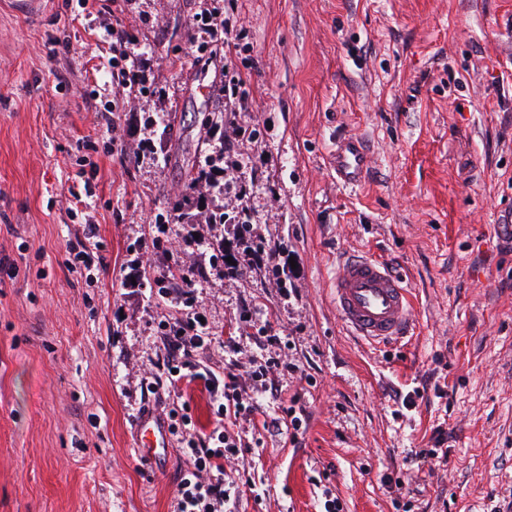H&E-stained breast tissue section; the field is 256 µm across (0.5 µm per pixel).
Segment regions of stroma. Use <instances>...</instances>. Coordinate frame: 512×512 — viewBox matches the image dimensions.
<instances>
[{
    "label": "stroma",
    "instance_id": "1",
    "mask_svg": "<svg viewBox=\"0 0 512 512\" xmlns=\"http://www.w3.org/2000/svg\"><path fill=\"white\" fill-rule=\"evenodd\" d=\"M232 2L224 16L244 38L197 67L185 23L204 0H99L151 59L155 93L134 98L113 89L112 45L77 0H41L35 15L0 0V258L15 262L0 270V512H173L185 458L146 467L132 431L137 412L173 407L147 376L168 355L157 323L178 306L132 280L182 257V225L157 248L155 217L211 152L214 109L226 130L255 129L238 173L253 232L296 267L283 287L247 266L198 286L215 340L199 359L223 375L220 344L235 336L248 362L258 347L235 317L257 311L289 340L282 395L304 412L297 442L268 435L225 463L264 493L232 512H321L326 488L342 512H491L512 500V246L495 232L512 218V0ZM229 61L241 112L202 94L222 89ZM90 90L172 113L168 162L126 149L124 113L105 133ZM349 136L370 151L354 187L331 165ZM84 163L99 169L89 203L104 256L90 280L65 263ZM365 253L413 291L402 340L352 335L336 311V265ZM413 390L415 407L395 401ZM439 426L448 460L433 467L417 452Z\"/></svg>",
    "mask_w": 512,
    "mask_h": 512
}]
</instances>
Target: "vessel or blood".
I'll return each instance as SVG.
<instances>
[{
  "mask_svg": "<svg viewBox=\"0 0 512 512\" xmlns=\"http://www.w3.org/2000/svg\"><path fill=\"white\" fill-rule=\"evenodd\" d=\"M336 173L354 186L366 176L369 160L363 143L348 138L336 150ZM336 309L343 323L356 335L385 343L407 335L410 326V290L407 283L383 263L367 256L340 262L331 283ZM133 447L142 462L159 468L171 455L164 420L150 411L138 414Z\"/></svg>",
  "mask_w": 512,
  "mask_h": 512,
  "instance_id": "1",
  "label": "vessel or blood"
}]
</instances>
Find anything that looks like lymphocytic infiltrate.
Masks as SVG:
<instances>
[{
	"label": "lymphocytic infiltrate",
	"mask_w": 512,
	"mask_h": 512,
	"mask_svg": "<svg viewBox=\"0 0 512 512\" xmlns=\"http://www.w3.org/2000/svg\"><path fill=\"white\" fill-rule=\"evenodd\" d=\"M98 27L101 40L112 41L121 48L119 57L109 63L113 85L133 94H146L151 88L150 65L137 34L123 26L121 18L104 13L98 16ZM188 28L203 35L186 54L195 65L210 62L236 39L232 26L224 17L223 0H211L209 7L193 15ZM206 135L213 141L215 149L198 161L191 178V193L174 203L162 224L158 225L159 233H168L173 224L191 227L217 221L208 199L213 194L223 193L228 177L240 163L227 156L229 137L224 133L223 122L209 123ZM228 248L237 250L249 265L269 270L279 266L277 248L266 241L238 236L225 239L224 243L214 246L208 266L181 262L170 270L168 279L179 284L184 312L180 318L165 319L157 324L158 333L172 349L163 364L170 389L178 394L183 386L196 383L204 387L216 404L215 427L211 433L202 435L191 431L192 417L186 412L180 416V426L170 429L171 434L177 435L184 456L192 463L191 468L179 476L174 512H224L231 492L237 486L236 481L227 480L225 462L246 456L261 445L259 438L239 432V423L260 424L267 433L285 427L296 431L303 424L294 407L285 403L280 392L270 391L267 383L270 374L280 366L279 358L271 356L270 351L281 348L283 341L274 334L271 323L255 325L250 310H243L239 320L246 326L256 327L261 352L250 358L247 374L239 372L238 344L232 338L223 344V377H216L197 359L199 351L210 345L212 338L208 324L200 320L201 313L193 301L194 290L212 270L223 272L228 279L237 276V268L224 261L223 252Z\"/></svg>",
	"instance_id": "lymphocytic-infiltrate-1"
}]
</instances>
